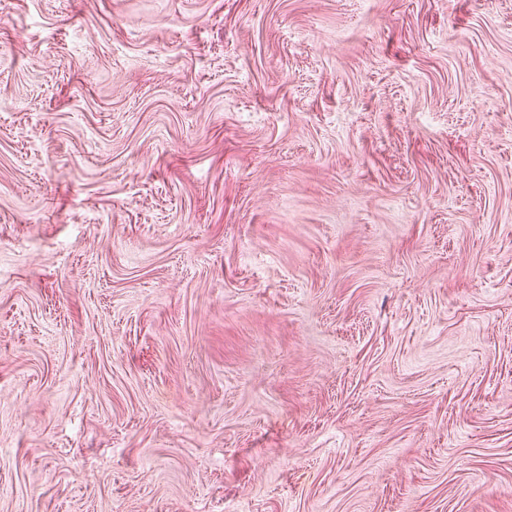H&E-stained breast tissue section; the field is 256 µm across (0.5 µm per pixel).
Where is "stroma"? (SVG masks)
<instances>
[{
	"label": "stroma",
	"mask_w": 512,
	"mask_h": 512,
	"mask_svg": "<svg viewBox=\"0 0 512 512\" xmlns=\"http://www.w3.org/2000/svg\"><path fill=\"white\" fill-rule=\"evenodd\" d=\"M0 512H512V0H0Z\"/></svg>",
	"instance_id": "stroma-1"
}]
</instances>
